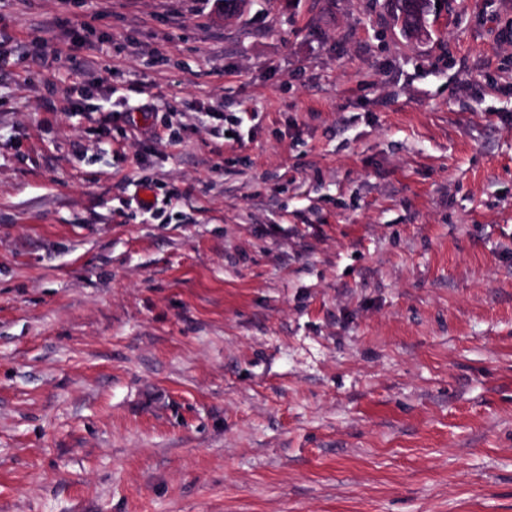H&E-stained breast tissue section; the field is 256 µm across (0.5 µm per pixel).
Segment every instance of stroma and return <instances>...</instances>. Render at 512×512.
Returning <instances> with one entry per match:
<instances>
[{
	"label": "stroma",
	"instance_id": "stroma-1",
	"mask_svg": "<svg viewBox=\"0 0 512 512\" xmlns=\"http://www.w3.org/2000/svg\"><path fill=\"white\" fill-rule=\"evenodd\" d=\"M396 6L0 0V512H512V0ZM398 20L406 36L419 38L427 29L430 0H398Z\"/></svg>",
	"mask_w": 512,
	"mask_h": 512
}]
</instances>
